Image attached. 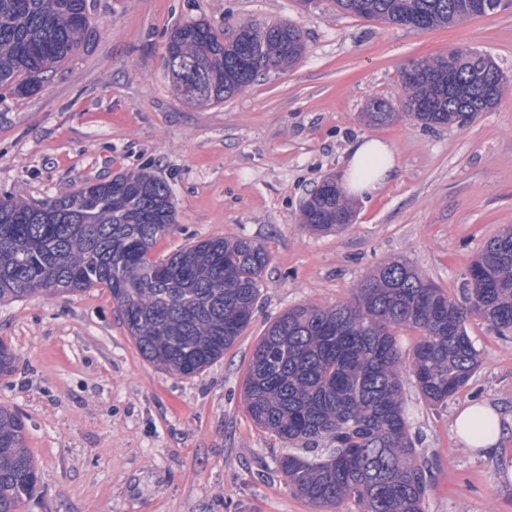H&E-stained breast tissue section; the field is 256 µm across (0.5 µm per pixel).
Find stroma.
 <instances>
[{
  "label": "stroma",
  "instance_id": "35a3bbf8",
  "mask_svg": "<svg viewBox=\"0 0 512 512\" xmlns=\"http://www.w3.org/2000/svg\"><path fill=\"white\" fill-rule=\"evenodd\" d=\"M97 35L30 96L0 99V196L39 201L144 170L170 186L174 230L151 259L209 238L245 237L271 261L250 325L192 377L146 361L109 289L0 303L15 369L0 405L19 411L40 474L22 512H314L276 471L279 440L247 415L243 383L267 326L299 304L349 300L390 260L462 298L468 268L512 225V10L419 30L344 13L333 0H88ZM216 33L284 21L307 45L290 68L218 104L178 96L163 67L170 30ZM467 47L506 76L499 103L461 124L366 123L371 99L398 104L411 61ZM394 147V178L353 202L352 224L301 222L311 190L340 179L355 140ZM480 365L446 404L413 382L406 417L430 469L425 512H512V435L497 455L463 449L455 413L487 401L512 413V336L470 320Z\"/></svg>",
  "mask_w": 512,
  "mask_h": 512
}]
</instances>
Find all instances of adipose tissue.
Returning a JSON list of instances; mask_svg holds the SVG:
<instances>
[{"mask_svg":"<svg viewBox=\"0 0 512 512\" xmlns=\"http://www.w3.org/2000/svg\"><path fill=\"white\" fill-rule=\"evenodd\" d=\"M396 169L397 158L388 143L377 138L358 139L348 149L343 187L353 196L373 193L394 177ZM454 428L464 448L487 457L498 453L502 438L512 435V419L483 401L462 409Z\"/></svg>","mask_w":512,"mask_h":512,"instance_id":"obj_1","label":"adipose tissue"}]
</instances>
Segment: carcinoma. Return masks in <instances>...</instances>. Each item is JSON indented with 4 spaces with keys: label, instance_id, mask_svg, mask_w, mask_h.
Returning a JSON list of instances; mask_svg holds the SVG:
<instances>
[{
    "label": "carcinoma",
    "instance_id": "1",
    "mask_svg": "<svg viewBox=\"0 0 512 512\" xmlns=\"http://www.w3.org/2000/svg\"><path fill=\"white\" fill-rule=\"evenodd\" d=\"M483 2L335 0L353 16L421 30L454 25ZM90 25L88 0H0V91H37L86 45ZM305 48L291 24L244 23L220 37L196 20L171 29L163 66L180 97L205 105L232 97L263 70L292 65ZM501 75L490 55L473 50L413 61L401 72L405 114L447 125L487 112L502 96ZM366 117L387 126L400 113L375 99ZM352 218L350 202L328 181L302 208L312 231H338ZM175 224L169 185L145 171L39 203L0 197V302L104 285L141 355L192 377L223 358L250 324L270 259L250 239L211 238L151 260ZM473 318L512 334V226L471 263L461 301L393 261L361 280L348 301L296 306L274 320L248 362L244 407L283 444L278 467L288 489L316 508L353 502L359 512H424L429 470L416 459L403 379L412 377L430 404L447 403L479 364L467 331ZM400 330L418 333L406 359ZM14 363L0 341V377ZM25 430L18 411L0 406V512H19L38 483Z\"/></svg>",
    "mask_w": 512,
    "mask_h": 512
}]
</instances>
